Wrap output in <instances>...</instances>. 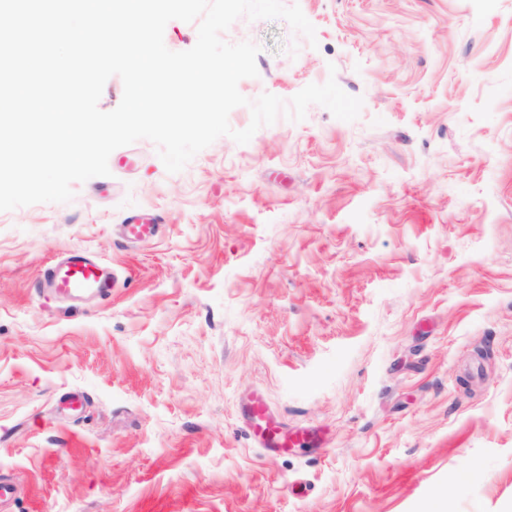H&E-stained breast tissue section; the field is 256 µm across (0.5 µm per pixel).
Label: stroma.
Segmentation results:
<instances>
[{"mask_svg":"<svg viewBox=\"0 0 512 512\" xmlns=\"http://www.w3.org/2000/svg\"><path fill=\"white\" fill-rule=\"evenodd\" d=\"M283 2L316 40L236 20L240 92L332 76L355 121L314 104L176 174L142 139L0 212V512H512V0ZM135 210L160 238H122ZM74 249L124 284L39 294ZM256 392L319 447L266 456Z\"/></svg>","mask_w":512,"mask_h":512,"instance_id":"obj_1","label":"stroma"}]
</instances>
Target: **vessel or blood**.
Listing matches in <instances>:
<instances>
[{
  "label": "vessel or blood",
  "mask_w": 512,
  "mask_h": 512,
  "mask_svg": "<svg viewBox=\"0 0 512 512\" xmlns=\"http://www.w3.org/2000/svg\"><path fill=\"white\" fill-rule=\"evenodd\" d=\"M162 232L160 218L142 211L130 213L121 226L123 238L131 243L158 238ZM41 281L48 295L59 300H74L87 295L107 298L118 287L119 274L115 267L88 252L71 250L43 268ZM244 416L257 442L271 452L299 448L318 440L317 435L307 431L283 430L260 395L249 400Z\"/></svg>",
  "instance_id": "b4317fda"
}]
</instances>
